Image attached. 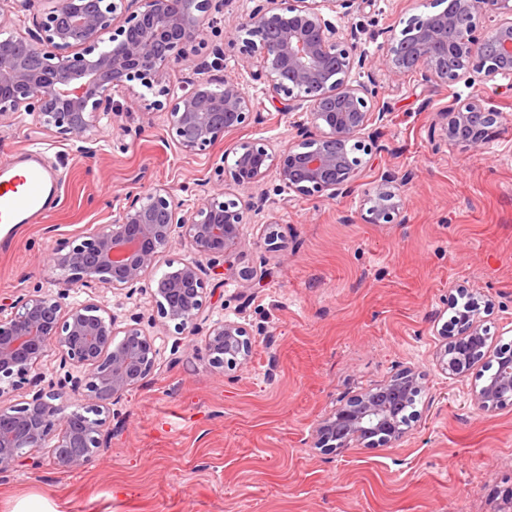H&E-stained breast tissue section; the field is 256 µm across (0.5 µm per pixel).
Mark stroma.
I'll return each instance as SVG.
<instances>
[{"label": "stroma", "instance_id": "stroma-1", "mask_svg": "<svg viewBox=\"0 0 512 512\" xmlns=\"http://www.w3.org/2000/svg\"><path fill=\"white\" fill-rule=\"evenodd\" d=\"M258 2L233 0L210 16L173 80L212 75L213 46L235 58L238 22ZM432 2L367 0L343 26L373 58ZM376 79L386 109L381 148L353 191L286 205L267 176L252 190L265 197L263 216L245 225L232 269L215 263L223 286L205 314L245 324L250 360L210 367L196 354L199 337L154 326L157 366L113 405L109 451L78 471L47 460L0 478V512L30 494L59 512H495L512 488V403L491 413L472 406V387L497 368L492 358L451 379L435 353L461 284L487 303L494 347L512 345V125L479 152L436 144L430 130L456 95L512 113V90L425 85L413 73ZM247 91L260 122L204 155L176 148L165 114L150 111L153 96L138 85L113 94L115 123L85 154L34 116L1 125L0 165L39 147L60 176V204L0 244V301L54 291L57 249L111 223L128 191L162 183L191 208L234 147L285 148L305 112H279L261 86ZM389 168L410 175L404 217L367 223L365 194ZM406 368L420 373L422 391L401 442L315 448L322 416Z\"/></svg>", "mask_w": 512, "mask_h": 512}]
</instances>
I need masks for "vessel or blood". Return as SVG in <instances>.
<instances>
[{
    "mask_svg": "<svg viewBox=\"0 0 512 512\" xmlns=\"http://www.w3.org/2000/svg\"><path fill=\"white\" fill-rule=\"evenodd\" d=\"M59 175L32 148L0 169V229L14 232L40 222L57 201Z\"/></svg>",
    "mask_w": 512,
    "mask_h": 512,
    "instance_id": "1",
    "label": "vessel or blood"
}]
</instances>
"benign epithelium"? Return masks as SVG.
<instances>
[{
	"mask_svg": "<svg viewBox=\"0 0 512 512\" xmlns=\"http://www.w3.org/2000/svg\"><path fill=\"white\" fill-rule=\"evenodd\" d=\"M45 2L48 7L24 33L0 13V124L28 112L83 152L101 119L112 114V93L134 81L157 97L153 109L167 113L169 137L188 155L205 154L224 135L258 120L244 90L254 82L264 85L279 111L306 109L307 123L275 155L260 141L240 144L233 163L215 168L216 183L191 210L164 184L128 192L112 223L56 252V291L0 304L1 477L42 450L67 469L84 467L109 447L112 404L155 367L156 337L143 327V317L122 326L102 302L70 300L72 291L145 288L155 303L151 323L184 336L204 332L209 366L247 363L252 342L241 323L203 328L213 260L232 255L249 214L263 211L262 199H244L230 187L251 189L273 171L290 192L334 199L359 179L385 116L376 109L377 81L367 56L336 25L364 0H263L237 26L235 75L178 84L171 72L187 60L205 20L233 0ZM380 65L394 77L415 72L427 84L498 88L504 81L512 89V0H447L439 13L413 15L382 48ZM437 116L439 129L430 136L470 151L485 149L495 128L512 124L511 113L478 98L455 96ZM407 182L394 170L382 174L367 190L365 221L398 223ZM177 240L189 256L153 278L160 257ZM458 291L469 296L468 304L436 356L438 369L452 379L465 378L490 348L479 301L463 285ZM51 353L64 377L12 402L11 393ZM495 358L496 372L471 389L481 412L512 399V351L499 350ZM421 390L419 373H397L322 417L316 447L334 453L360 442L401 440L406 418L415 417L404 412Z\"/></svg>",
	"mask_w": 512,
	"mask_h": 512,
	"instance_id": "7a95c632",
	"label": "benign epithelium"
}]
</instances>
